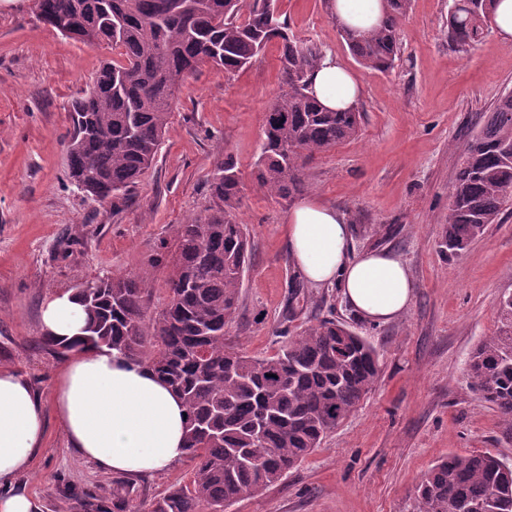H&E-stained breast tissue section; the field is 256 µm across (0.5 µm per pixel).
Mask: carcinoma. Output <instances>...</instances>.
Returning a JSON list of instances; mask_svg holds the SVG:
<instances>
[{"label":"carcinoma","mask_w":512,"mask_h":512,"mask_svg":"<svg viewBox=\"0 0 512 512\" xmlns=\"http://www.w3.org/2000/svg\"><path fill=\"white\" fill-rule=\"evenodd\" d=\"M411 2L387 0L373 31L343 30L360 65L379 72L394 65ZM494 2L454 0L448 39L458 47L478 42L492 29ZM36 7L44 19L63 23L61 35L119 50L71 104L69 169L89 195L116 199L137 183L168 129L176 91L200 65L238 72L274 39L282 45L284 90L265 116L257 188L289 200L304 189L308 162L358 138L360 112L328 111L308 93V73L324 54L288 36L273 0H37ZM208 189L206 214L178 226L172 260L162 254L135 274L76 284L72 294L89 314L85 335L66 343L39 339L61 355L115 350L182 398L190 480L172 486L150 512H224L263 494L321 445L379 376L375 347L332 319L305 327L270 357L224 342L251 257L246 226L235 217L242 188L232 158L216 163ZM511 206L510 90L464 149L442 248L450 255L465 249ZM160 269L167 299L155 312L150 301ZM497 314V330L472 351L467 380L512 428V297L500 300ZM416 498L418 512H512V465L489 451L450 454L424 475ZM67 500L71 512H139L122 478L112 479L108 493L71 490Z\"/></svg>","instance_id":"obj_1"}]
</instances>
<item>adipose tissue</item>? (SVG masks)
<instances>
[{
  "label": "adipose tissue",
  "mask_w": 512,
  "mask_h": 512,
  "mask_svg": "<svg viewBox=\"0 0 512 512\" xmlns=\"http://www.w3.org/2000/svg\"><path fill=\"white\" fill-rule=\"evenodd\" d=\"M339 24L368 30L385 16L384 0H332ZM309 93L330 111L354 109L362 87L336 57L325 56L309 76ZM288 253L310 287L336 286L346 307L371 324L404 314L414 281L401 256L386 249L354 252L346 212L316 197L299 200L283 218ZM87 315L72 295L48 299L41 310L44 337L82 335ZM52 398L72 445L106 473L132 476L169 469L183 455L186 411L151 370L106 349H74ZM46 432L42 400L19 372L0 367V512H39L37 501L13 491L41 448Z\"/></svg>",
  "instance_id": "adipose-tissue-1"
}]
</instances>
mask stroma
Returning a JSON list of instances; mask_svg holds the SVG:
<instances>
[{
    "instance_id": "stroma-1",
    "label": "stroma",
    "mask_w": 512,
    "mask_h": 512,
    "mask_svg": "<svg viewBox=\"0 0 512 512\" xmlns=\"http://www.w3.org/2000/svg\"><path fill=\"white\" fill-rule=\"evenodd\" d=\"M452 5L412 0L399 58L379 73L351 55L330 0H275L289 34L320 45L363 86L358 139L309 162L304 194L347 212L354 251L385 248L407 262L415 285L408 312L371 325L347 310L337 288L299 287L284 237L292 203L255 186L265 114L281 90L280 41L234 74L197 68L176 94L152 167L115 206L71 184L66 156L68 105L115 50L60 35L39 21L35 0H0V367L26 377L44 402V442L19 481L40 512H64L63 485L112 486L68 445L51 398L63 361L38 342L43 303L101 273L139 271L175 248L178 225L209 207L207 180L228 154L242 180L236 216L252 266L227 344L269 357L332 317L375 346L381 371L319 448L227 512H416V485L448 454L488 450L512 463V429L466 378L472 350L498 327L500 297L512 292V209L464 251L440 248L465 145L512 90V42L491 33L457 47L448 39ZM188 478L183 461L132 477V497L150 507Z\"/></svg>"
}]
</instances>
